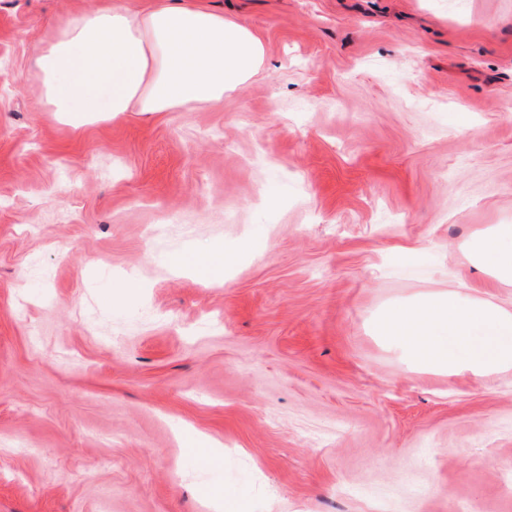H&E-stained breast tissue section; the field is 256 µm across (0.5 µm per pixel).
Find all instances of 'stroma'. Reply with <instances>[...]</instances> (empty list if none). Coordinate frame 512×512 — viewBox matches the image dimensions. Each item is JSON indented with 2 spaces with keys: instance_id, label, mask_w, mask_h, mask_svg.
<instances>
[{
  "instance_id": "1",
  "label": "stroma",
  "mask_w": 512,
  "mask_h": 512,
  "mask_svg": "<svg viewBox=\"0 0 512 512\" xmlns=\"http://www.w3.org/2000/svg\"><path fill=\"white\" fill-rule=\"evenodd\" d=\"M196 2L263 71L75 124L32 51L90 0H0V512H512V373L372 329L512 224V0Z\"/></svg>"
}]
</instances>
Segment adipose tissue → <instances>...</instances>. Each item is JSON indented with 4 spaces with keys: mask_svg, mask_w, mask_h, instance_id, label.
<instances>
[{
    "mask_svg": "<svg viewBox=\"0 0 512 512\" xmlns=\"http://www.w3.org/2000/svg\"><path fill=\"white\" fill-rule=\"evenodd\" d=\"M33 52L43 87L39 112L117 118L126 112L213 106L264 64V45L248 27L191 0H95L50 26ZM466 254L496 288L512 289V224L476 232ZM376 336L406 362L436 375L488 378L512 371V301L448 288L381 310Z\"/></svg>",
    "mask_w": 512,
    "mask_h": 512,
    "instance_id": "obj_1",
    "label": "adipose tissue"
}]
</instances>
